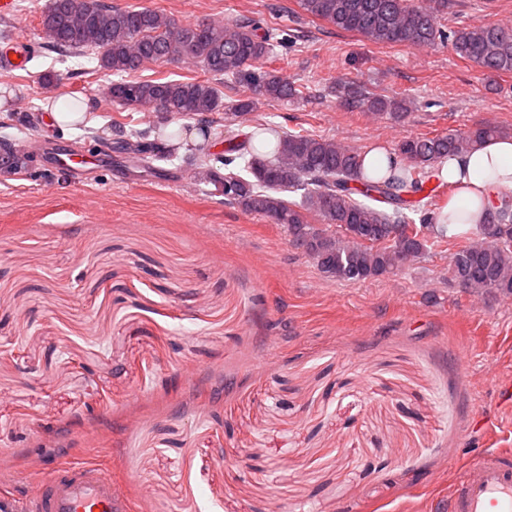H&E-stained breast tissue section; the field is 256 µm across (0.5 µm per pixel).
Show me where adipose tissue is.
Returning a JSON list of instances; mask_svg holds the SVG:
<instances>
[{
  "label": "adipose tissue",
  "mask_w": 512,
  "mask_h": 512,
  "mask_svg": "<svg viewBox=\"0 0 512 512\" xmlns=\"http://www.w3.org/2000/svg\"><path fill=\"white\" fill-rule=\"evenodd\" d=\"M442 173L450 181L461 178L469 181V188L460 191L458 197L467 203L470 211H477V190L512 189V139L502 138L486 142L444 166Z\"/></svg>",
  "instance_id": "ef3b65f1"
}]
</instances>
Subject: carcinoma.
Here are the masks:
<instances>
[{"mask_svg":"<svg viewBox=\"0 0 512 512\" xmlns=\"http://www.w3.org/2000/svg\"><path fill=\"white\" fill-rule=\"evenodd\" d=\"M298 5L307 15L376 44L449 41L456 54L483 71L512 73V27L465 25L449 33L437 22L448 0H298ZM42 26L57 50L93 54L98 69L119 76L108 87L112 100L158 113L144 129L110 133L103 127L86 131L87 137L105 143L112 134L116 149L140 164L182 158L225 200L288 230L292 245L325 277L348 282L384 277L436 243L463 238L451 253L450 278L474 295H512V192L500 189L480 199L482 222L450 235L445 190L457 191L459 184L446 185L439 176L443 161L505 137L508 129L484 124L406 137L388 157L389 174L378 179L363 176L364 153L274 123L257 126L256 134L269 136L268 153L246 138L228 140L222 153L183 136L163 143L159 128L174 119L197 121L206 138L222 134L212 118L223 109L214 77L253 91L236 101L225 116L229 121L252 111L259 98L286 101L302 94L288 78L266 69L272 33L258 34L259 22L250 18L179 25L158 11L117 8L102 0H49ZM183 60L201 63L209 77L188 82L123 78L150 62ZM331 92L351 112H383L396 119L410 112L403 99L375 97L352 85L333 86ZM27 166L28 156L13 151L10 139L0 140V170ZM286 193L300 200H289Z\"/></svg>","mask_w":512,"mask_h":512,"instance_id":"1","label":"carcinoma"}]
</instances>
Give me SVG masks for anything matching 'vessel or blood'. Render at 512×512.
Instances as JSON below:
<instances>
[{"mask_svg": "<svg viewBox=\"0 0 512 512\" xmlns=\"http://www.w3.org/2000/svg\"><path fill=\"white\" fill-rule=\"evenodd\" d=\"M69 172L83 171L92 157L62 147L36 156L39 165L49 158ZM38 492L14 507L0 496V512H128L111 477L100 466L60 463L37 473ZM448 512H512V449L490 451L466 463L448 492Z\"/></svg>", "mask_w": 512, "mask_h": 512, "instance_id": "b4317fda", "label": "vessel or blood"}]
</instances>
